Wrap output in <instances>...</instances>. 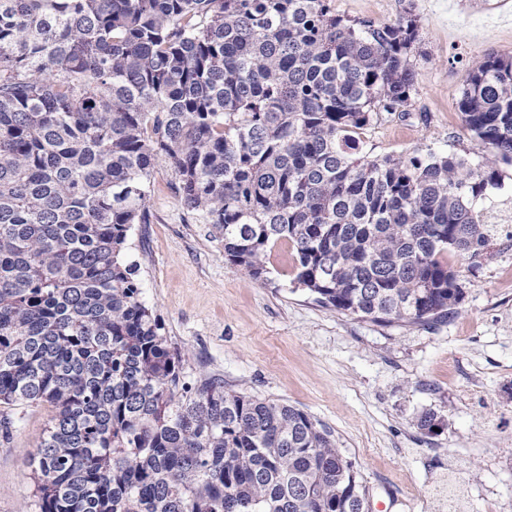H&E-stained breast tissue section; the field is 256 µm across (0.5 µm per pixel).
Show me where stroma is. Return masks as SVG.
<instances>
[{"mask_svg": "<svg viewBox=\"0 0 512 512\" xmlns=\"http://www.w3.org/2000/svg\"><path fill=\"white\" fill-rule=\"evenodd\" d=\"M337 15L375 25L419 20L417 84L408 111L365 127L373 156L479 151L457 102L473 64L512 54V23L483 0H334ZM151 223L134 225L130 254L143 298L192 374L287 403L331 431L368 490V512H437L455 478L468 512H512V241L497 236L481 266L452 254L465 298L432 326H382L314 302L286 282L294 259L249 279L191 219L158 160ZM435 412L438 431L417 428ZM52 415L45 404L0 406V512H37L29 463Z\"/></svg>", "mask_w": 512, "mask_h": 512, "instance_id": "1", "label": "stroma"}]
</instances>
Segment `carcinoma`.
<instances>
[{"instance_id":"1","label":"carcinoma","mask_w":512,"mask_h":512,"mask_svg":"<svg viewBox=\"0 0 512 512\" xmlns=\"http://www.w3.org/2000/svg\"><path fill=\"white\" fill-rule=\"evenodd\" d=\"M415 18L332 0H0V405L54 415L39 512H367L330 431L189 377L129 258L165 158L188 211L253 280L275 248L316 303L380 325L464 299L512 166V55L475 62L458 110L483 152L372 157L405 112Z\"/></svg>"}]
</instances>
